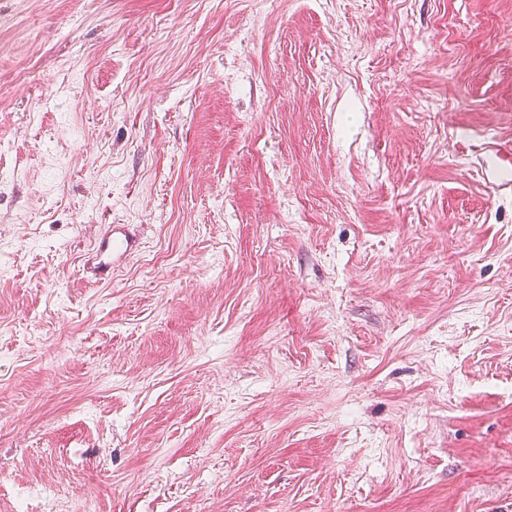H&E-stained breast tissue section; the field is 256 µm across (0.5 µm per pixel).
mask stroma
I'll return each instance as SVG.
<instances>
[{
	"instance_id": "obj_1",
	"label": "stroma",
	"mask_w": 512,
	"mask_h": 512,
	"mask_svg": "<svg viewBox=\"0 0 512 512\" xmlns=\"http://www.w3.org/2000/svg\"><path fill=\"white\" fill-rule=\"evenodd\" d=\"M0 169V512H512V0H0ZM104 233L95 241L91 248L94 269L98 280L109 281L119 261H122L135 247V240L121 224L106 225Z\"/></svg>"
}]
</instances>
